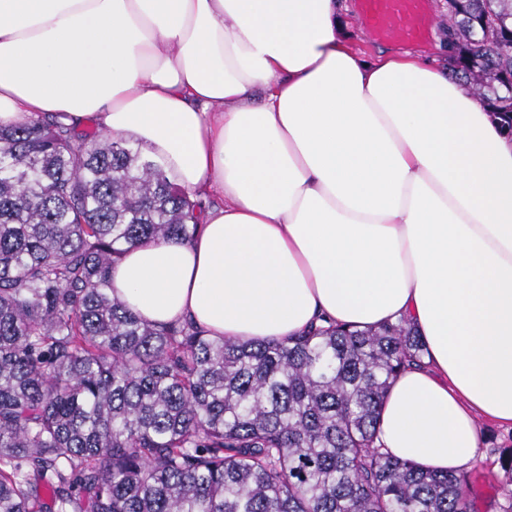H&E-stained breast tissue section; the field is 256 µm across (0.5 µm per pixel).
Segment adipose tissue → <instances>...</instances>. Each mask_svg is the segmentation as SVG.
I'll return each mask as SVG.
<instances>
[{
  "instance_id": "ef3b65f1",
  "label": "adipose tissue",
  "mask_w": 512,
  "mask_h": 512,
  "mask_svg": "<svg viewBox=\"0 0 512 512\" xmlns=\"http://www.w3.org/2000/svg\"><path fill=\"white\" fill-rule=\"evenodd\" d=\"M41 113L223 194L115 264L136 316L240 342L406 319L425 366L378 444L461 473L478 419L512 428V138L444 66L363 57L337 0H0V124Z\"/></svg>"
}]
</instances>
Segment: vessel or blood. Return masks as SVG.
Segmentation results:
<instances>
[{
	"mask_svg": "<svg viewBox=\"0 0 512 512\" xmlns=\"http://www.w3.org/2000/svg\"><path fill=\"white\" fill-rule=\"evenodd\" d=\"M368 32L403 43L423 41L431 25L427 0H360Z\"/></svg>",
	"mask_w": 512,
	"mask_h": 512,
	"instance_id": "vessel-or-blood-1",
	"label": "vessel or blood"
}]
</instances>
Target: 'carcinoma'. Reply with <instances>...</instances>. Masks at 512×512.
Listing matches in <instances>:
<instances>
[{"label":"carcinoma","mask_w":512,"mask_h":512,"mask_svg":"<svg viewBox=\"0 0 512 512\" xmlns=\"http://www.w3.org/2000/svg\"><path fill=\"white\" fill-rule=\"evenodd\" d=\"M448 66L512 137V0L448 3ZM205 204L126 140L0 125V512H471L376 443L401 321L238 342L142 322L112 267Z\"/></svg>","instance_id":"obj_1"}]
</instances>
